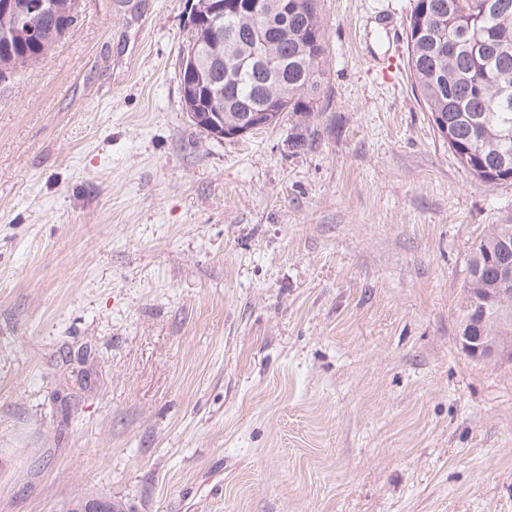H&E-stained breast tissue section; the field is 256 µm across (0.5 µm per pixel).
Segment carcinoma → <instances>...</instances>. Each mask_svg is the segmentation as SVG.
Instances as JSON below:
<instances>
[{
    "label": "carcinoma",
    "instance_id": "cac0c4a2",
    "mask_svg": "<svg viewBox=\"0 0 512 512\" xmlns=\"http://www.w3.org/2000/svg\"><path fill=\"white\" fill-rule=\"evenodd\" d=\"M224 18L218 29L213 17L200 19L191 32L182 58L212 59L214 81L222 89L214 99L197 84L189 69H180L181 85L195 91L184 99L188 112H222L229 129L244 118L260 115L263 126L277 124L288 114L294 133L288 138L297 151L306 145V132L322 92L326 41L317 0H220ZM416 0L407 24L409 65L415 90L429 112L438 136L448 123L455 138L443 143L460 164L486 184L512 180V170L486 172L489 158L500 152L512 157V100H501L502 86L512 84V50L505 55L474 57L467 42H512V0ZM46 38L11 27L0 14V28L10 40L0 42V81L39 63L69 33L70 19L62 9L36 21ZM512 263V224H503L482 239L470 259L472 288H503L497 262Z\"/></svg>",
    "mask_w": 512,
    "mask_h": 512
}]
</instances>
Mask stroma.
<instances>
[{"label": "stroma", "mask_w": 512, "mask_h": 512, "mask_svg": "<svg viewBox=\"0 0 512 512\" xmlns=\"http://www.w3.org/2000/svg\"><path fill=\"white\" fill-rule=\"evenodd\" d=\"M415 0H318L292 123L184 108L188 0H80L0 82V512H512V361L457 341L512 224L413 87Z\"/></svg>", "instance_id": "obj_1"}]
</instances>
